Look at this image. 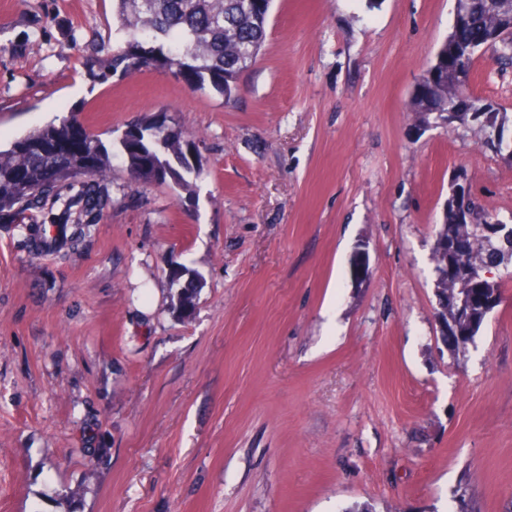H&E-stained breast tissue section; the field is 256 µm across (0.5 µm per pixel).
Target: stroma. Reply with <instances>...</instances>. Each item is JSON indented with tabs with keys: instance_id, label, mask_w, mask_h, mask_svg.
<instances>
[{
	"instance_id": "stroma-1",
	"label": "stroma",
	"mask_w": 512,
	"mask_h": 512,
	"mask_svg": "<svg viewBox=\"0 0 512 512\" xmlns=\"http://www.w3.org/2000/svg\"><path fill=\"white\" fill-rule=\"evenodd\" d=\"M453 11L275 0L228 104L100 80L112 0H0L1 146L164 111L203 166L185 190L113 162L74 252H31L40 212L0 224V512H512V264L452 352L431 260L455 170L512 225V160L405 109ZM471 89L512 117V67L479 55Z\"/></svg>"
}]
</instances>
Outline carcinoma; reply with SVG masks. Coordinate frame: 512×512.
I'll return each mask as SVG.
<instances>
[{
  "label": "carcinoma",
  "instance_id": "1",
  "mask_svg": "<svg viewBox=\"0 0 512 512\" xmlns=\"http://www.w3.org/2000/svg\"><path fill=\"white\" fill-rule=\"evenodd\" d=\"M272 0H113V20L124 39L107 67L112 74L129 75L144 68L170 70L191 87H209L225 102L238 94V77L257 61L267 37ZM494 4L471 0L469 10L453 19L452 27L464 34L483 30ZM448 110V94L436 84L427 99L414 97L407 107L417 120H437ZM507 113L475 114L469 123L478 127L481 144L493 153L502 152L494 131H505ZM195 142L166 117L149 115L125 130L110 153L101 139L84 130L73 117L49 124L17 138L0 149V222H9L31 208L59 205L61 216L50 224L56 234L43 240L54 251L69 242L77 248L83 230L97 224L99 214L112 199L105 183L112 176V157L121 160L134 184L171 181L190 187L201 176L198 156L187 147ZM81 188L74 190L75 182ZM490 224L489 215L472 206L470 216L460 219L453 205L443 213L432 246L434 270H448V279L435 280L438 305L446 317L448 334L441 336L450 351L465 347L479 332L486 313L488 293L501 291L503 283L472 288L474 276L483 269L512 261V240H488L479 227ZM179 307L188 309L196 299L193 281L180 284ZM469 309L466 337L452 323L461 308Z\"/></svg>",
  "mask_w": 512,
  "mask_h": 512
}]
</instances>
